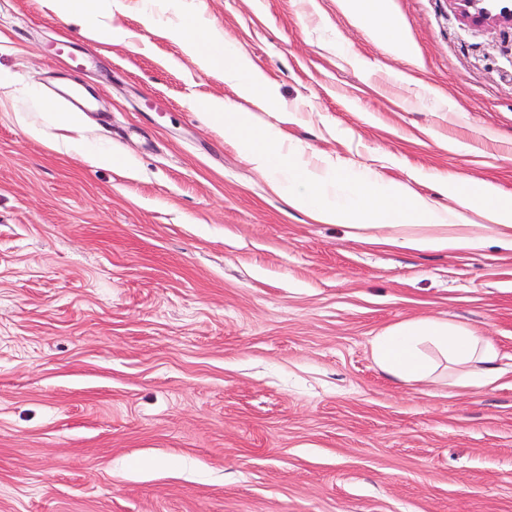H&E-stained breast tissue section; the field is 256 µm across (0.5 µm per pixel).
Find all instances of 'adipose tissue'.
I'll return each mask as SVG.
<instances>
[{
	"label": "adipose tissue",
	"instance_id": "adipose-tissue-1",
	"mask_svg": "<svg viewBox=\"0 0 512 512\" xmlns=\"http://www.w3.org/2000/svg\"><path fill=\"white\" fill-rule=\"evenodd\" d=\"M346 13L392 52L411 58L400 26L388 15L386 0H340ZM186 53L202 68H221L237 94L255 105L266 102L269 81L255 69L232 40L208 28L197 14L177 30ZM206 109L224 127V136L245 154L272 192L290 206L322 224H342L355 237L371 244L399 245L418 251L479 248L485 231L512 251V195L460 171L438 172L432 181L452 194L455 208H439L404 183H387L366 175L345 180L339 167L309 168L303 153L294 150L287 135L264 127L255 113L229 108L215 99ZM376 364L401 382L434 376L439 363L465 365L467 384L487 386L499 377V354L491 341L468 328L437 319L392 326L372 341Z\"/></svg>",
	"mask_w": 512,
	"mask_h": 512
}]
</instances>
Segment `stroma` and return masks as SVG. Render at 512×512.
<instances>
[{
	"mask_svg": "<svg viewBox=\"0 0 512 512\" xmlns=\"http://www.w3.org/2000/svg\"><path fill=\"white\" fill-rule=\"evenodd\" d=\"M388 4L415 63L338 0H101L85 32L0 0V512H512V252L292 209L204 109L232 87L153 24L200 11L273 82L260 121L346 176L512 193V27ZM60 80L91 97L76 139L131 166L64 145ZM422 317L489 338L501 377L383 373L373 337Z\"/></svg>",
	"mask_w": 512,
	"mask_h": 512,
	"instance_id": "obj_1",
	"label": "stroma"
}]
</instances>
